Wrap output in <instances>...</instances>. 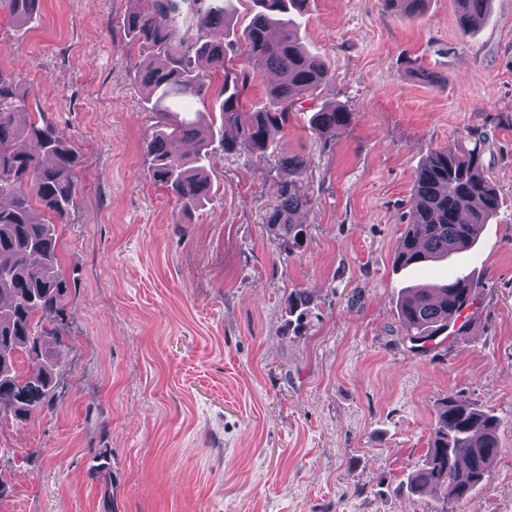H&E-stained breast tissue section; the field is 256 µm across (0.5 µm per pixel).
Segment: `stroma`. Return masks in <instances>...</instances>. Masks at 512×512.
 Masks as SVG:
<instances>
[{
  "label": "stroma",
  "instance_id": "stroma-1",
  "mask_svg": "<svg viewBox=\"0 0 512 512\" xmlns=\"http://www.w3.org/2000/svg\"><path fill=\"white\" fill-rule=\"evenodd\" d=\"M154 0H42L17 27L0 2V71L17 76L76 156L59 229L74 280L54 408L0 415V512H436L411 493L437 404L497 415L500 452L454 512H512V0L469 36L456 0L422 14L311 0L306 45L331 78L259 160L214 147L216 197L183 214L149 177L154 120L123 18ZM351 124L317 137L313 112ZM478 128L503 205L456 262L399 271L412 187L430 151ZM300 154L303 247L273 239L278 158ZM472 273L489 285L467 335L421 353L400 290ZM316 307L285 334L291 289ZM352 119V112L334 105L314 112L310 123L312 129L327 140L335 138L339 131L350 125Z\"/></svg>",
  "mask_w": 512,
  "mask_h": 512
}]
</instances>
